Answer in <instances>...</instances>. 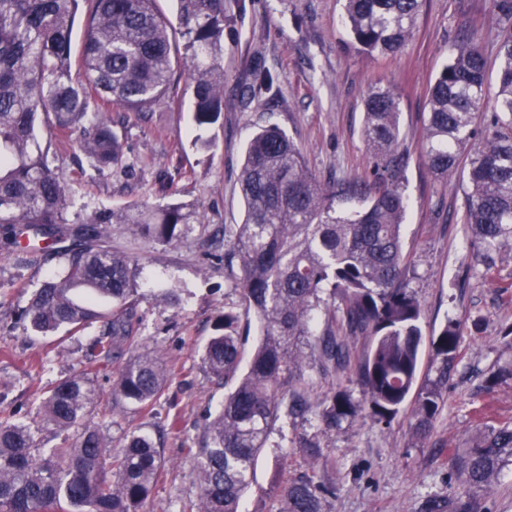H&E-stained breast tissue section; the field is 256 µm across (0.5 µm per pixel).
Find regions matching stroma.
<instances>
[{"mask_svg":"<svg viewBox=\"0 0 512 512\" xmlns=\"http://www.w3.org/2000/svg\"><path fill=\"white\" fill-rule=\"evenodd\" d=\"M343 5L344 0H246L241 12L235 0H225L222 119L197 128L190 62L184 57L174 104L160 105L146 121L117 124L122 166L97 171L71 147L50 150L69 188L70 219L143 200L165 203L162 187L169 183L200 213V223L187 225L171 244H133L124 225L110 227L113 244L130 246L138 258L143 283L138 337L122 357L154 349L167 377L150 410L127 405L109 412L105 406L118 370L94 374L96 400L85 420L115 446L133 433L155 434L172 418L181 424L178 434L164 439V475L143 512H189L198 483L186 447L224 402L225 390L208 376L202 352L218 318L239 304L235 274L224 264V230L244 217L237 184L244 144L258 127L274 123L322 181L372 182L362 127L364 99L378 83L399 92L402 142L409 150L404 247L412 259L411 285L424 305L420 381L437 376L432 338L448 320L462 323L445 405L422 440L413 434L408 406L386 429L362 414L327 430L319 414L333 385L313 378L310 411L300 417L281 410L241 512H277L286 471L330 488L324 512H426L430 501L462 495L456 470L467 441L484 426L512 421V380L489 392L483 388L492 370L512 362V345L496 335L500 326L512 324V257L490 274L472 259L463 222L464 176L437 182L420 155L429 85L468 32L476 33L488 60H495L500 29L486 0H426L403 52L376 59L354 47ZM257 66L273 74L274 100L245 95ZM62 266L58 257L44 263L20 250L0 251V409L13 412L15 422L30 427L46 448L71 442L74 433L58 430L38 413L41 394L52 382L89 369L97 334L93 327L63 338L32 333L23 315L27 294Z\"/></svg>","mask_w":512,"mask_h":512,"instance_id":"obj_1","label":"stroma"}]
</instances>
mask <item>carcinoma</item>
<instances>
[{
	"instance_id": "carcinoma-1",
	"label": "carcinoma",
	"mask_w": 512,
	"mask_h": 512,
	"mask_svg": "<svg viewBox=\"0 0 512 512\" xmlns=\"http://www.w3.org/2000/svg\"><path fill=\"white\" fill-rule=\"evenodd\" d=\"M157 0H0V247L45 259L56 253L62 272L34 290L25 316L41 336L101 324L92 345L105 371L137 334L140 268L112 245L109 225L130 235L172 243L199 222L192 206L130 204L79 222L67 218L65 182L51 166L56 139L69 138L97 170L122 162L112 112L139 118L175 97L176 35L192 61L194 121L218 122L224 112L220 63L224 0H178L176 22ZM423 0H345L344 22L362 53L393 56L410 39ZM501 26L497 92L483 47L464 36L428 89L421 153L430 173L446 180L466 156L463 221L470 246L491 272L501 249L512 247V0H489ZM84 18L80 58L72 54L77 15ZM250 95H275L274 78L257 67ZM398 93L376 85L364 100L363 135L373 159L374 187L323 183L277 125L246 143L239 172L244 223L231 231L224 260L240 269L243 310L224 312V332L207 342L202 362L210 377L231 385L197 447L189 448L199 496L193 512H238L258 454L282 405L309 408L312 374L336 380L321 421L336 427L363 410L388 425L410 396L414 428L427 435L444 407L460 322L450 320L432 341L438 375L416 386L423 303L411 286V259L402 226L408 200L400 182L408 153L400 140ZM482 137L473 142L477 121ZM257 339L251 351V320ZM368 345L354 354L353 342ZM166 374L141 351L121 368L112 407L147 408ZM356 380L355 402L343 381ZM94 393L88 374L59 379L42 405L46 418L72 442L44 451L29 427L0 411V512H141L163 474L152 436L132 434L113 448L84 423ZM512 458V422L476 433L457 472L466 499L455 512H480L479 493L493 488ZM326 489L306 475L280 490L279 512H324Z\"/></svg>"
}]
</instances>
